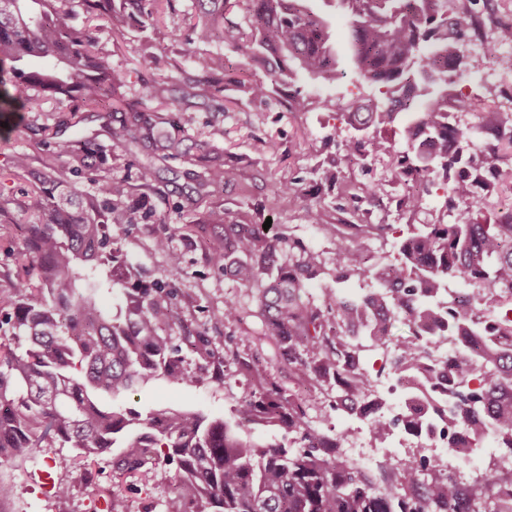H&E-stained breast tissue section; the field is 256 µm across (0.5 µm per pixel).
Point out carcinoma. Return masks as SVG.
<instances>
[{"mask_svg": "<svg viewBox=\"0 0 512 512\" xmlns=\"http://www.w3.org/2000/svg\"><path fill=\"white\" fill-rule=\"evenodd\" d=\"M177 0H0V127L18 105L31 109L39 98L76 103L93 111L126 108L129 116L112 128V142L138 167L139 183L102 176L111 155L91 141L44 138L48 153L39 170L32 156L16 154L11 180L26 186L0 192V217L26 215L20 242L0 244L15 256L7 271L13 292L0 295V448L10 462L34 458L40 448H69L75 456L53 459L69 471L73 458L93 461L111 453L114 478L163 466L176 489L168 512H512V495L495 465L461 490L448 465L421 454L393 460L385 487L367 468L342 458L343 433H325L309 418L310 404L285 393L260 352L242 365L258 379L229 419L186 408L142 413L106 407L100 398L121 399L164 380L193 382L174 343L177 290L141 278L112 235L114 224H161L149 194L156 162L182 153L166 119L117 94L121 74L112 53L98 47L89 25L68 17L81 9L106 24L118 47L135 25L157 28L158 7L176 11ZM195 0L186 55L195 58L215 96L228 80L224 56L196 52L219 41L245 62L258 64L263 78L247 86L265 99L303 73L332 86L343 75L327 18L308 0ZM347 17L348 49L357 81L371 94L340 113L357 135L342 142L345 158L386 157L401 185V204L416 210L424 196L450 185L441 218L410 224L391 247L395 262H374L368 240L387 239L389 224H324L336 243L332 274L345 288L318 299L311 280L325 273L322 254L304 240L263 228L258 209L224 221L212 206L189 225L206 243L209 263L252 293L262 336L276 342L279 367L320 388H336V409L365 418L372 437L400 426L414 431L433 425L448 435V452L467 463L486 440L512 457V213L492 224L471 218L503 182L512 186V117L481 112L479 129L495 128L497 144L476 147L473 128L448 111V87L468 81L463 44L473 28L465 7L448 0H337ZM491 64L512 72V55L490 45ZM176 83L160 75L143 87V98L159 106L174 101ZM403 126L404 149L381 138L379 129ZM203 174L185 197L190 207L230 176L224 151L191 142ZM65 157L61 164L56 158ZM85 176L86 183L75 180ZM315 182L345 181L332 158L313 171ZM295 183L276 185L283 207L301 199ZM357 200H374L383 187L352 185ZM452 216L448 223L444 218ZM212 224L224 234L209 235ZM163 233L154 248L168 254L166 272L180 273L181 256ZM117 298L112 314L100 296ZM407 336L394 337L397 324ZM392 352L388 373L428 408L400 423L366 403L372 376L363 365L365 345ZM292 435L288 445L256 440L254 426Z\"/></svg>", "mask_w": 512, "mask_h": 512, "instance_id": "1", "label": "carcinoma"}]
</instances>
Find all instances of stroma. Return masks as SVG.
I'll return each mask as SVG.
<instances>
[{
	"mask_svg": "<svg viewBox=\"0 0 512 512\" xmlns=\"http://www.w3.org/2000/svg\"><path fill=\"white\" fill-rule=\"evenodd\" d=\"M468 6L481 23L477 33L464 46L471 78L469 82L451 88L448 105L456 112L461 124L471 126L476 124L477 118L465 104L469 97L482 98L487 111L512 113V73L493 69L482 50L484 43L493 40L498 26L512 25V0H469ZM191 9L192 0H179L178 13L165 15L162 29L168 37L156 44L157 64L152 70L139 64L144 32L131 30L117 49L113 48L107 30H97L96 36L102 47L114 51L112 62L124 76L122 91L126 98L139 100L143 84L152 79L154 72L174 77L179 90L167 117L175 123V134L186 133L206 140L211 138L212 129H221V137L211 139L223 149L231 176L224 185L213 190L208 201L187 209L183 206L184 197L195 186L200 167L189 154L158 163L152 194L158 211L166 217L165 223L116 224L112 233L137 270L161 280L169 279L172 287L189 297V304L179 306L178 312L189 326L207 328L215 351H223L229 346L244 357L258 351L269 361L275 352L273 342L266 340L257 347L250 341L260 328L258 318L247 317L238 325L224 321L225 301L236 299L250 303L247 290L237 287L225 278L223 271L208 263L204 244L192 235L178 233L174 236L173 245L182 255V271L176 277H167L165 257L153 247L156 235L170 227L179 230L192 224L200 212L213 204L222 205L225 211L234 215L259 207L265 216L271 217L279 231L311 241L329 259L333 256L334 246L321 236L316 225L309 223L304 204L286 210L276 206L272 201L273 183L286 184L297 177L306 178V192L322 201L324 223L337 224L351 218L360 224H389L396 236L406 232L408 225L431 221L443 193L434 191L417 213L403 214L397 205L400 188L391 182L388 161L384 158L374 159L364 168L354 160L346 164L347 169L354 171L357 181L383 184L384 194L377 205L354 202L345 198L337 188L310 184L311 171L337 155L341 140L353 135L352 129L335 114L331 98L339 95L344 102H351L363 94V87L350 73L334 88L298 75L296 85L304 95L311 97L312 104L307 111L290 112L285 108L284 96L262 101L251 99L244 85L260 78V71L246 66L232 47L211 43L200 46V53L222 54L233 82L226 85L223 98H205L200 72L188 57L183 56L175 39L176 34L184 31L185 15ZM124 118V113L119 110H78L68 102L55 99L44 101L38 110H18L16 128L0 133V174L8 172L13 155L32 151L43 136V127L49 126L58 129L63 139L81 137L111 146V176L137 182V168L130 166L129 156L123 148L112 146L109 136L110 128L119 125ZM269 140L277 143V150L266 149L265 143ZM182 355L186 371L195 378L193 384L154 383L122 398V405L145 412L173 402L186 408H200L216 416H232L254 384L251 373L229 362L225 365V380L218 383L211 378L217 366L216 359L203 356L187 344L182 347ZM58 454V449L45 448L29 462L0 466V476L14 485L12 498L0 505V512H97L100 505L111 504L112 466L105 455L100 456L95 467V485H86L80 471L75 470L70 474L73 485L70 498L59 500L53 497L50 487L60 472L53 468L51 459ZM170 497L164 473L160 470L135 479L132 490L126 493L130 512H166Z\"/></svg>",
	"mask_w": 512,
	"mask_h": 512,
	"instance_id": "obj_1",
	"label": "stroma"
}]
</instances>
